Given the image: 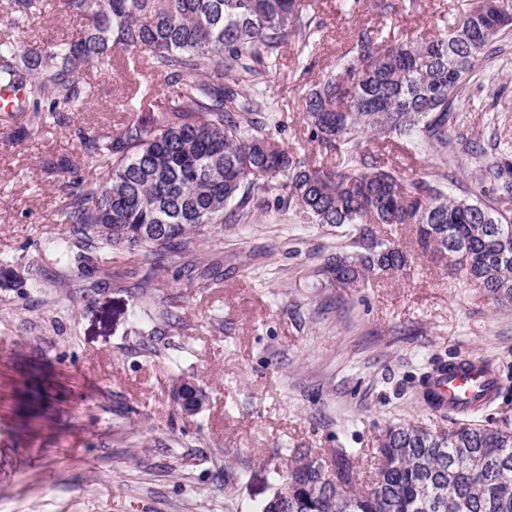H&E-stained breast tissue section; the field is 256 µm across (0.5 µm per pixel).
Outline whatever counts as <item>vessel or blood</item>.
<instances>
[{"label": "vessel or blood", "instance_id": "obj_1", "mask_svg": "<svg viewBox=\"0 0 512 512\" xmlns=\"http://www.w3.org/2000/svg\"><path fill=\"white\" fill-rule=\"evenodd\" d=\"M497 388L498 378L492 368L480 361L466 360L437 371L426 390L432 401L448 411L467 415L493 399Z\"/></svg>", "mask_w": 512, "mask_h": 512}]
</instances>
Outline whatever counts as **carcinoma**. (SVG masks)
I'll list each match as a JSON object with an SVG mask.
<instances>
[{
    "label": "carcinoma",
    "instance_id": "obj_1",
    "mask_svg": "<svg viewBox=\"0 0 512 512\" xmlns=\"http://www.w3.org/2000/svg\"><path fill=\"white\" fill-rule=\"evenodd\" d=\"M88 23L44 50L0 37V88L22 92L12 111L33 127L94 102L82 79L105 70L112 52L139 57L177 87L162 105L130 97L129 118L111 136L78 132L88 160L76 175L58 176L60 238L55 261L82 276L112 260V249L144 253L157 266L181 255L224 211L247 221L274 197L314 224L352 228L351 254L318 273L343 285L378 273H404L411 257L377 237L375 224H411L424 253L512 309V147L486 160L456 129L455 104L476 64L512 27V0H471L429 39L384 36L361 28L336 69L302 97L306 142L341 167L315 166L276 143L279 124L268 95L289 46L314 48L319 25L305 0H64ZM42 0H7L11 25L41 11ZM406 138L432 152L424 176H401L395 162L367 138ZM470 160L479 198L448 193V164ZM380 467L371 485L356 477L358 454L334 449L330 476L308 455L276 471L288 483V512H512V423L456 422L439 433L393 423L378 439ZM336 486V504L324 493Z\"/></svg>",
    "mask_w": 512,
    "mask_h": 512
}]
</instances>
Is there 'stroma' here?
<instances>
[{"mask_svg":"<svg viewBox=\"0 0 512 512\" xmlns=\"http://www.w3.org/2000/svg\"><path fill=\"white\" fill-rule=\"evenodd\" d=\"M0 34L48 47L81 28L63 0ZM469 0H416L388 16L364 0H312L321 40L289 46L269 93L279 105L280 145L309 151L301 94L335 67L358 29L430 37ZM478 63L457 105L474 140H512L487 113L512 114V66L495 79ZM96 105L33 129L0 112V512H256L279 488L292 448L361 450L370 483L377 440L389 423L432 430L453 415L421 400L426 377L462 358L490 361L499 377L484 424L512 421V311L463 274L419 254L409 225L378 227L416 260L406 275L373 276L357 288L327 285L316 271L351 251L348 228L307 223L266 204L245 223L225 220L196 242L193 267H157L114 250L110 265L77 281L47 243L58 236L57 183L47 161L85 167L84 128L109 136L124 120L131 88L121 62L88 71ZM178 314L168 327L162 310ZM203 390L201 409L181 413L173 386ZM242 477L225 484V467Z\"/></svg>","mask_w":512,"mask_h":512,"instance_id":"35a3bbf8","label":"stroma"}]
</instances>
